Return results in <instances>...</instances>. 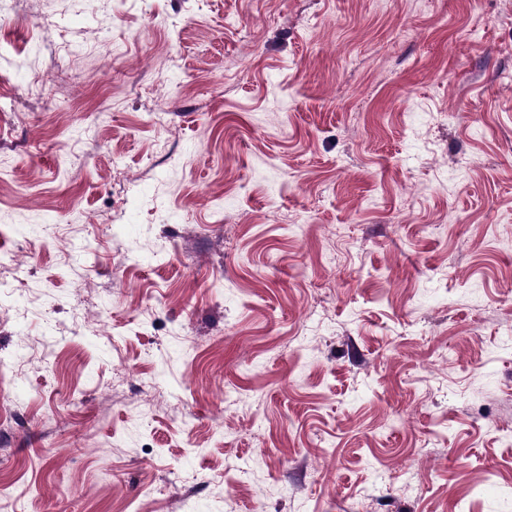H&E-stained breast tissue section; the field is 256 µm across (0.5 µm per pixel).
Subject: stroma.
I'll return each instance as SVG.
<instances>
[{
  "mask_svg": "<svg viewBox=\"0 0 512 512\" xmlns=\"http://www.w3.org/2000/svg\"><path fill=\"white\" fill-rule=\"evenodd\" d=\"M0 416L11 512H512V0H0Z\"/></svg>",
  "mask_w": 512,
  "mask_h": 512,
  "instance_id": "35a3bbf8",
  "label": "stroma"
}]
</instances>
